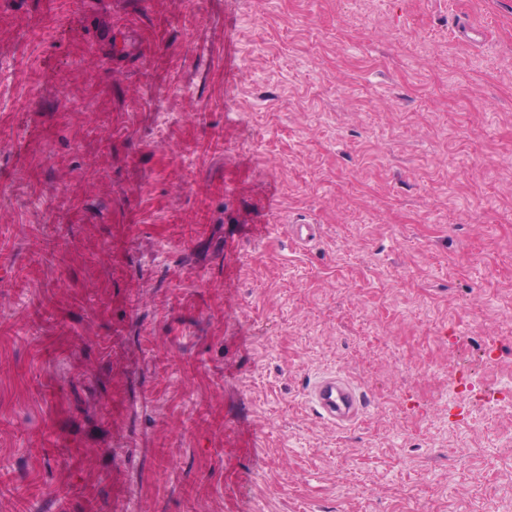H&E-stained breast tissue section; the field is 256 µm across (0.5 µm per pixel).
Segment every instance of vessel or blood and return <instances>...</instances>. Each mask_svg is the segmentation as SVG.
Instances as JSON below:
<instances>
[{"instance_id": "obj_1", "label": "vessel or blood", "mask_w": 512, "mask_h": 512, "mask_svg": "<svg viewBox=\"0 0 512 512\" xmlns=\"http://www.w3.org/2000/svg\"><path fill=\"white\" fill-rule=\"evenodd\" d=\"M307 398L320 416L339 426L357 422L364 412L357 388L349 380L333 373L317 378L310 386Z\"/></svg>"}]
</instances>
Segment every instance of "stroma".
<instances>
[{
    "label": "stroma",
    "instance_id": "35a3bbf8",
    "mask_svg": "<svg viewBox=\"0 0 512 512\" xmlns=\"http://www.w3.org/2000/svg\"><path fill=\"white\" fill-rule=\"evenodd\" d=\"M0 61V512H512V0H0ZM307 398L320 416L338 426L357 422L364 412L358 389L349 380L334 373L317 378L310 386Z\"/></svg>",
    "mask_w": 512,
    "mask_h": 512
}]
</instances>
